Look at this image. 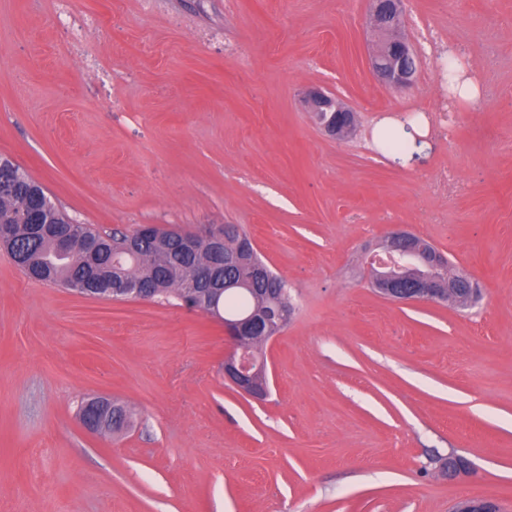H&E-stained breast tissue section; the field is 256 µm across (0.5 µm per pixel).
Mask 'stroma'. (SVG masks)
Segmentation results:
<instances>
[{
	"instance_id": "1",
	"label": "stroma",
	"mask_w": 512,
	"mask_h": 512,
	"mask_svg": "<svg viewBox=\"0 0 512 512\" xmlns=\"http://www.w3.org/2000/svg\"><path fill=\"white\" fill-rule=\"evenodd\" d=\"M368 0H0V156L77 223L240 225L295 312L269 394L224 378L221 321L26 277L0 249V512H512V0H406L415 86L368 62ZM482 98L438 113L436 61ZM361 119L324 134L304 92ZM394 118L424 135L372 145ZM421 236L482 286L403 303L366 246ZM133 408L109 438L85 398ZM468 464L443 476L437 459Z\"/></svg>"
}]
</instances>
